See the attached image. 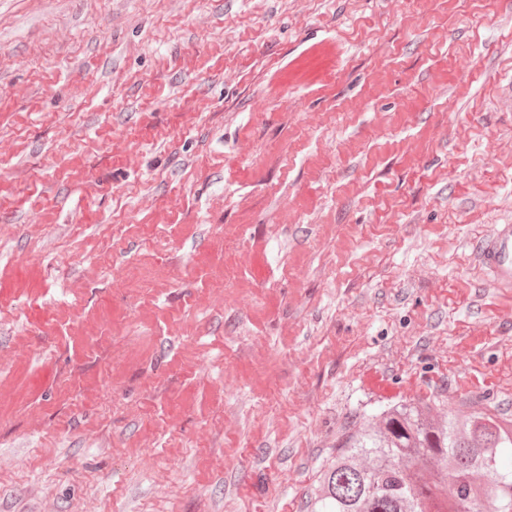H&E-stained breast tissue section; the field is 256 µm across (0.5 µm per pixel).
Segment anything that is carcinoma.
Segmentation results:
<instances>
[{"label": "carcinoma", "mask_w": 512, "mask_h": 512, "mask_svg": "<svg viewBox=\"0 0 512 512\" xmlns=\"http://www.w3.org/2000/svg\"><path fill=\"white\" fill-rule=\"evenodd\" d=\"M512 416L409 400L342 435L313 512H512Z\"/></svg>", "instance_id": "1"}]
</instances>
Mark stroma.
Wrapping results in <instances>:
<instances>
[{"instance_id": "35a3bbf8", "label": "stroma", "mask_w": 512, "mask_h": 512, "mask_svg": "<svg viewBox=\"0 0 512 512\" xmlns=\"http://www.w3.org/2000/svg\"><path fill=\"white\" fill-rule=\"evenodd\" d=\"M512 0H0V512H311L336 440L512 414ZM477 255L498 286H512V225L501 224L478 248Z\"/></svg>"}]
</instances>
